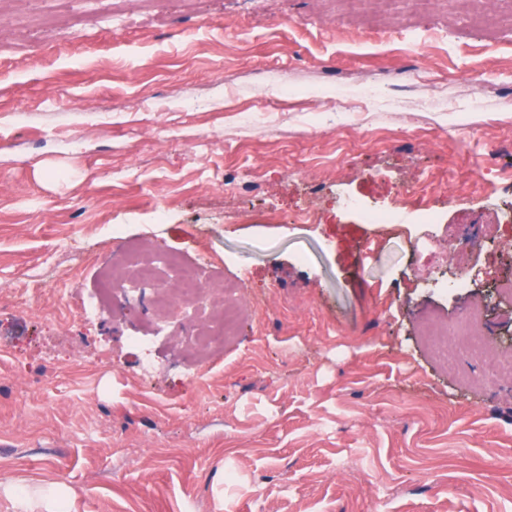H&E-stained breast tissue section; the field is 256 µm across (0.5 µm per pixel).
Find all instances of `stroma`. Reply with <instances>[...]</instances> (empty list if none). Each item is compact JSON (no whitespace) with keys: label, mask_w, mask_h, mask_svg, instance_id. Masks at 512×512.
I'll use <instances>...</instances> for the list:
<instances>
[{"label":"stroma","mask_w":512,"mask_h":512,"mask_svg":"<svg viewBox=\"0 0 512 512\" xmlns=\"http://www.w3.org/2000/svg\"><path fill=\"white\" fill-rule=\"evenodd\" d=\"M114 224L245 281L207 362L180 305L102 298ZM35 273L54 291L20 299ZM502 277L512 30L407 0L368 26L343 0H0V483L70 512H512V374L454 334L481 305L512 358Z\"/></svg>","instance_id":"obj_1"}]
</instances>
